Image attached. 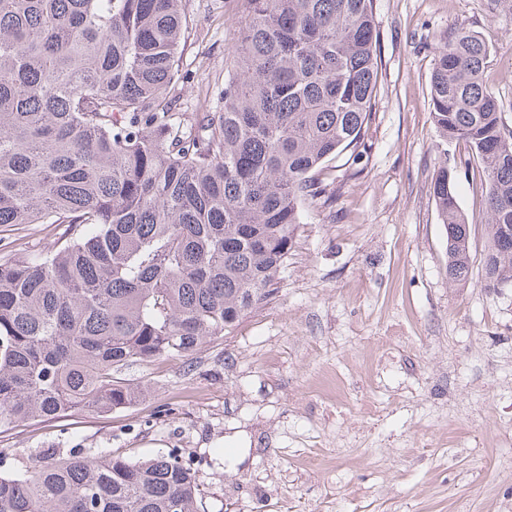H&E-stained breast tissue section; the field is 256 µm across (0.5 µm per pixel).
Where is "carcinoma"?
<instances>
[{
    "label": "carcinoma",
    "mask_w": 512,
    "mask_h": 512,
    "mask_svg": "<svg viewBox=\"0 0 512 512\" xmlns=\"http://www.w3.org/2000/svg\"><path fill=\"white\" fill-rule=\"evenodd\" d=\"M224 106L169 112L182 0H0V227L66 224L51 247L0 258V428L130 406L123 369L189 358L266 300L317 169L372 120L374 0H242ZM459 26L434 47L433 122L482 169L485 287L512 288V131ZM431 193L448 280L472 272L448 167ZM199 471L170 448L35 457L0 471V512H197Z\"/></svg>",
    "instance_id": "carcinoma-1"
}]
</instances>
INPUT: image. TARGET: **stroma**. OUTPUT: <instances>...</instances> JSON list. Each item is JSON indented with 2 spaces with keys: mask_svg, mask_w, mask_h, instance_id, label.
<instances>
[{
  "mask_svg": "<svg viewBox=\"0 0 512 512\" xmlns=\"http://www.w3.org/2000/svg\"><path fill=\"white\" fill-rule=\"evenodd\" d=\"M169 98L182 124L218 110L241 0H182ZM375 115L359 161L319 176L272 296L192 361L123 371L148 392L0 433L35 455L131 459L169 448L202 475L198 512H512V288L483 281L486 189L470 149L444 142L428 102L433 47L462 24L490 48L488 85L512 130V0H376ZM454 174L472 226L469 282H448L430 192Z\"/></svg>",
  "mask_w": 512,
  "mask_h": 512,
  "instance_id": "obj_1",
  "label": "stroma"
}]
</instances>
